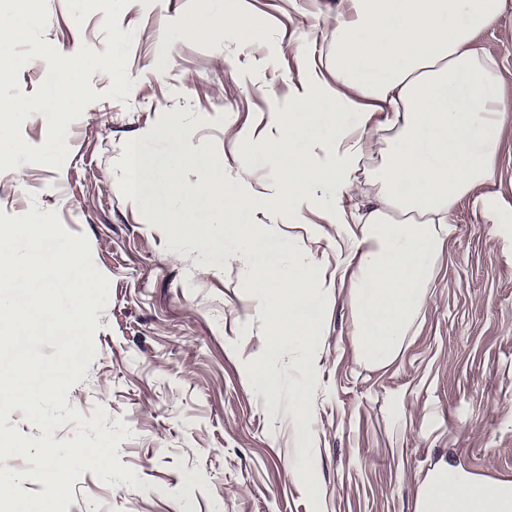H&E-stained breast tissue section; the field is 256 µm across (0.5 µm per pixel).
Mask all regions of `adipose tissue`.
Listing matches in <instances>:
<instances>
[{
	"label": "adipose tissue",
	"instance_id": "adipose-tissue-1",
	"mask_svg": "<svg viewBox=\"0 0 512 512\" xmlns=\"http://www.w3.org/2000/svg\"><path fill=\"white\" fill-rule=\"evenodd\" d=\"M511 8L512 0H349L327 35L335 80L313 73L268 143L288 158L262 201L270 210H300L326 181L338 197L350 195L361 161L380 160L367 213L336 246L337 271L351 275L356 355L369 365L398 356L425 304L455 206L494 177L512 98L478 36ZM351 112L363 114L364 132L349 127ZM322 125L335 129L333 144L314 141ZM155 181L151 158L131 146L132 194L153 203ZM224 238L260 254L251 286L268 322L265 350L311 347L331 285L314 257L281 266L278 243L256 224L226 223ZM416 512H512V480L476 475L444 457L423 482Z\"/></svg>",
	"mask_w": 512,
	"mask_h": 512
}]
</instances>
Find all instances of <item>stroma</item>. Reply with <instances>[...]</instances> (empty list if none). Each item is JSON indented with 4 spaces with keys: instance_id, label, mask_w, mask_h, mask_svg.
<instances>
[{
    "instance_id": "35a3bbf8",
    "label": "stroma",
    "mask_w": 512,
    "mask_h": 512,
    "mask_svg": "<svg viewBox=\"0 0 512 512\" xmlns=\"http://www.w3.org/2000/svg\"><path fill=\"white\" fill-rule=\"evenodd\" d=\"M43 40L65 56L106 46L105 13L77 26L66 0H47ZM344 0H133L121 31H134L129 96L107 98L112 79L95 71L100 100L68 125L61 168L21 163L0 172V209L17 216L57 211L85 236L109 280L97 310V355L67 394L68 408L117 432L120 462L137 487L108 486L84 471L67 512H415L433 463L453 458L488 478L512 479V121L501 134L492 182L455 207L428 300L404 347L376 368L356 354L349 285L334 282L312 366L286 347L264 354L267 331L248 272L255 257L217 231L218 203L195 192L205 179L231 192L270 194L281 157L263 147L286 120L310 69L335 70L323 40ZM244 12L252 33L225 27L210 41L186 35L194 22L223 25ZM479 44L499 63L512 94V11ZM177 125L198 162L178 166ZM153 161L157 198L140 204L128 187L131 145ZM357 194L337 199L324 183L297 213L252 206L237 221L263 224L281 242L288 267L311 255L336 270L338 230L365 210L370 168ZM160 208L181 210L205 231L159 223ZM264 362L276 398L254 372ZM305 393L314 434L294 415Z\"/></svg>"
}]
</instances>
